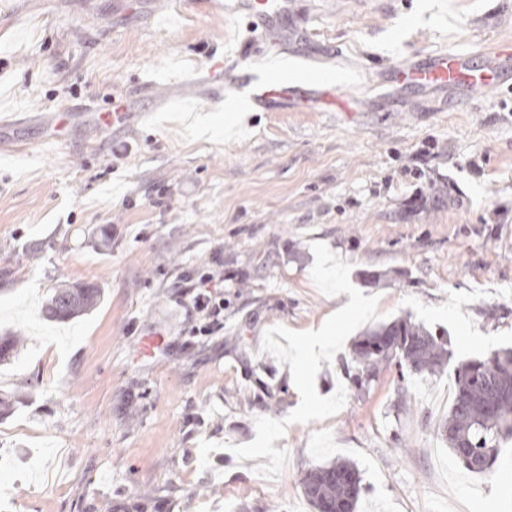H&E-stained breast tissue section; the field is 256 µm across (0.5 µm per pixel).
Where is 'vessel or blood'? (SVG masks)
I'll return each instance as SVG.
<instances>
[{"mask_svg":"<svg viewBox=\"0 0 512 512\" xmlns=\"http://www.w3.org/2000/svg\"><path fill=\"white\" fill-rule=\"evenodd\" d=\"M234 9L260 21V37L267 46L278 44V23L288 14V0H234ZM506 58L512 59L511 42L497 43L492 51L481 53L476 59L463 52L445 50L430 54L423 64L411 62L396 66L393 75L396 82L406 88L448 85L482 88L502 82V61ZM225 79L222 65L211 68L205 95L209 105L222 104L225 93L231 91L243 95L251 107L273 111L286 104L303 84L285 76L270 78L257 72L248 73L230 85ZM306 84L315 89L311 97L313 104L326 108L335 106L336 79L315 76Z\"/></svg>","mask_w":512,"mask_h":512,"instance_id":"obj_1","label":"vessel or blood"}]
</instances>
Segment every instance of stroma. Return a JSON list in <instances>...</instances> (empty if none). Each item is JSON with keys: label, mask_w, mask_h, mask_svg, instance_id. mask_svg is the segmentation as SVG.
Here are the masks:
<instances>
[{"label": "stroma", "mask_w": 512, "mask_h": 512, "mask_svg": "<svg viewBox=\"0 0 512 512\" xmlns=\"http://www.w3.org/2000/svg\"><path fill=\"white\" fill-rule=\"evenodd\" d=\"M512 41V0H290L281 50L363 70L351 112L203 110L211 67L259 66L246 19L208 0H0V512H313L298 481L345 458L358 512H512V441L466 470L430 396L458 363L512 348V81L406 93L389 64ZM122 100L125 122L105 121ZM153 109L154 125L139 114ZM25 152H18V145ZM351 263L387 320L447 331L450 368L348 384L349 344L322 364L335 415L293 423L268 487L232 446L300 403L271 327L317 329L346 305L311 278V245ZM224 296L211 333L182 294L201 272ZM101 301L44 322L50 291ZM164 345L143 354L144 336ZM407 386L410 408L399 411ZM219 448L209 468L199 444ZM25 488L15 495V484Z\"/></svg>", "instance_id": "1"}]
</instances>
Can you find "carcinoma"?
<instances>
[{
    "instance_id": "carcinoma-1",
    "label": "carcinoma",
    "mask_w": 512,
    "mask_h": 512,
    "mask_svg": "<svg viewBox=\"0 0 512 512\" xmlns=\"http://www.w3.org/2000/svg\"><path fill=\"white\" fill-rule=\"evenodd\" d=\"M102 295L96 284L55 288L42 308V317L49 322L74 319L94 307ZM20 343L17 335L0 336V362L9 361ZM450 357L446 336L398 318L366 330L342 368L351 384L363 389L382 369L393 365L416 375L442 374ZM490 405L495 407L492 414L487 410ZM441 435L467 470L483 473L491 469L502 441L512 437V349L495 351L455 369L454 397ZM460 446L468 448V456L458 454ZM300 484L314 512H356L362 493L357 466L345 458L309 466Z\"/></svg>"
}]
</instances>
